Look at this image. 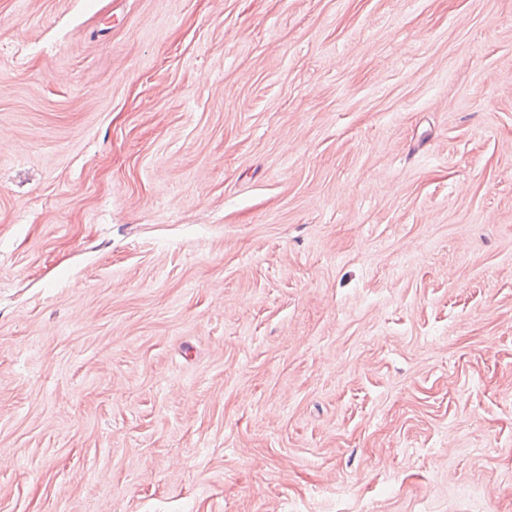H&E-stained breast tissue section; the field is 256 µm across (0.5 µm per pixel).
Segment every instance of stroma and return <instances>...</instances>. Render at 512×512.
Listing matches in <instances>:
<instances>
[{
    "instance_id": "obj_1",
    "label": "stroma",
    "mask_w": 512,
    "mask_h": 512,
    "mask_svg": "<svg viewBox=\"0 0 512 512\" xmlns=\"http://www.w3.org/2000/svg\"><path fill=\"white\" fill-rule=\"evenodd\" d=\"M0 512H512V0H0Z\"/></svg>"
}]
</instances>
